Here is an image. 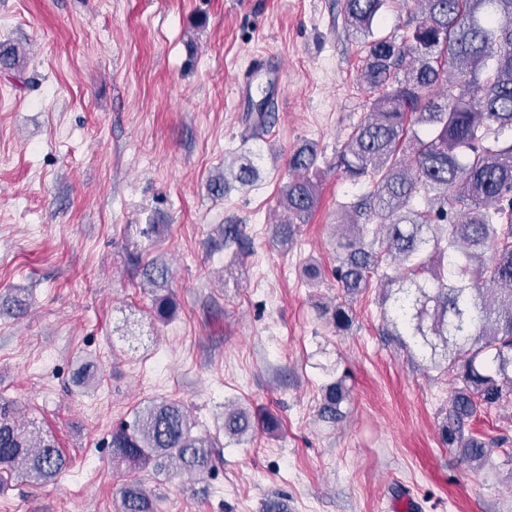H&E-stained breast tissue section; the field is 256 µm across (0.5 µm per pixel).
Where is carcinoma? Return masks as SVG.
Segmentation results:
<instances>
[{"label": "carcinoma", "instance_id": "obj_1", "mask_svg": "<svg viewBox=\"0 0 512 512\" xmlns=\"http://www.w3.org/2000/svg\"><path fill=\"white\" fill-rule=\"evenodd\" d=\"M386 0H344L346 24L363 34L361 80L377 93L339 153V166L368 192L344 207L334 225L338 287L347 296L373 276L391 285L387 323L434 366L461 383L450 398L456 428L448 442L481 465L490 449L465 421L483 407L512 398V0H417L420 11L401 42L373 38ZM19 47L0 53V67L18 68ZM315 152L297 150L293 176L281 191L286 218L272 243L290 246L296 224L319 200L308 177ZM259 177L252 157L240 155L212 179L221 196L228 179L250 187ZM395 264V275L382 270ZM151 289L166 287L171 269L154 261L142 269ZM156 317L176 310L172 296L153 299ZM338 330L349 326L343 303L325 307ZM343 380L323 389L318 417L342 416ZM272 419L224 404V437L236 442ZM196 420L175 400L150 401L112 428V462L129 471L148 467L175 475L211 470L216 441L195 431ZM67 461L55 439L34 421L0 404V470L35 485L54 479ZM143 481L127 484L118 512H157Z\"/></svg>", "mask_w": 512, "mask_h": 512}]
</instances>
